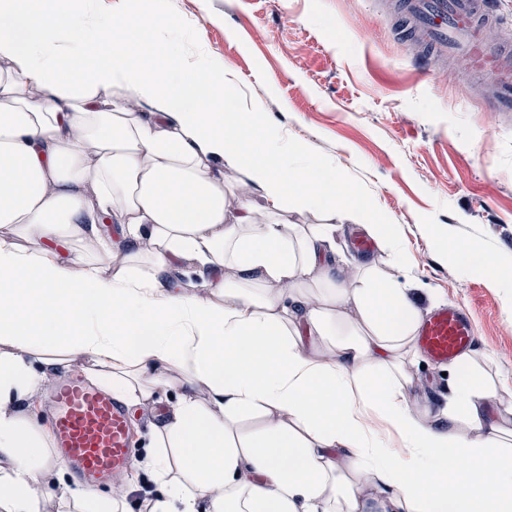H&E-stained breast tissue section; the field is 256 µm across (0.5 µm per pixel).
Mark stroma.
<instances>
[{
	"instance_id": "stroma-1",
	"label": "stroma",
	"mask_w": 512,
	"mask_h": 512,
	"mask_svg": "<svg viewBox=\"0 0 512 512\" xmlns=\"http://www.w3.org/2000/svg\"><path fill=\"white\" fill-rule=\"evenodd\" d=\"M152 7L180 20L183 52L210 56L237 76L235 106H258L283 138L304 139L314 155L348 171L395 225L407 264L377 248L357 251L359 226L329 214L292 211L289 223H334L337 257L350 268L375 263L384 278L415 289L422 314L442 305L469 310L473 355L512 385V313L503 293L464 273L438 245L480 243L512 271V112L484 110L470 67L457 57L431 65L422 48H410L403 18L385 0H153ZM442 372L419 357L411 391L419 405H445L450 380ZM176 396L163 388L131 408V465L120 484L96 494L124 496L129 512L156 495L143 436Z\"/></svg>"
}]
</instances>
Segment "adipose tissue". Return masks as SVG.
Segmentation results:
<instances>
[{
	"label": "adipose tissue",
	"instance_id": "adipose-tissue-1",
	"mask_svg": "<svg viewBox=\"0 0 512 512\" xmlns=\"http://www.w3.org/2000/svg\"><path fill=\"white\" fill-rule=\"evenodd\" d=\"M179 28L145 0L103 22L89 0H0V512H40L36 485L64 466L18 404L75 361L133 406L177 388L147 438L152 512H512V386L466 355L444 408L411 401L407 289L371 264L348 274L330 225L283 216L354 219L401 263L394 225L260 108L231 111L237 80L184 55ZM230 169L263 210L227 209ZM77 243L110 269L62 257ZM441 246L512 286L487 249ZM184 269L202 275L169 280ZM52 493L127 512L62 482Z\"/></svg>",
	"mask_w": 512,
	"mask_h": 512
}]
</instances>
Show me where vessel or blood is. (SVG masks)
Masks as SVG:
<instances>
[{"label": "vessel or blood", "instance_id": "1", "mask_svg": "<svg viewBox=\"0 0 512 512\" xmlns=\"http://www.w3.org/2000/svg\"><path fill=\"white\" fill-rule=\"evenodd\" d=\"M402 14L431 57L449 51L468 57L472 70L489 81L492 112H512V42L491 44L483 32L496 19L490 0H407ZM475 342L468 313L459 307L434 310L420 325L416 343L434 362L450 364ZM54 446L78 481L93 488L112 481L131 462L132 426L111 392L79 376L59 380L49 397Z\"/></svg>", "mask_w": 512, "mask_h": 512}]
</instances>
